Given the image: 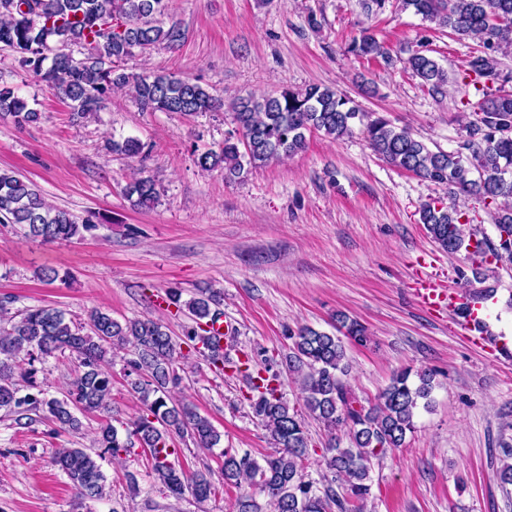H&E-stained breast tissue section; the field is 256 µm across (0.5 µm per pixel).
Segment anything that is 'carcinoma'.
I'll return each instance as SVG.
<instances>
[{"instance_id":"1","label":"carcinoma","mask_w":512,"mask_h":512,"mask_svg":"<svg viewBox=\"0 0 512 512\" xmlns=\"http://www.w3.org/2000/svg\"><path fill=\"white\" fill-rule=\"evenodd\" d=\"M170 0H0V43L21 55L22 64L40 82L66 102L76 119L98 116L116 89L129 88L141 109L194 116L216 112L224 101L197 80L171 74L130 75L119 63L131 55L180 44V23L165 27L155 16L169 11ZM402 9L460 39H476L480 49L469 56L467 71L477 79L499 80L497 55L512 46V0H400ZM70 44L86 49L82 58L65 51ZM350 51L368 60L390 61L389 49L370 30L352 42ZM406 64L434 93L448 84V72L429 55L411 54ZM0 114L22 127L36 123L40 113L15 90L0 84ZM476 121L469 124L470 139L456 152L433 151L406 127L383 116L360 111L351 100L330 87L309 85L285 88L261 97L248 95L234 104V133L217 150L198 155L201 171H219L224 181L239 180L252 169L291 158L307 148V136L322 133L340 140L355 127L373 151L387 163L435 184L455 195H476L498 204L497 243L467 237L461 213L431 204L420 210V222L442 249L458 252L488 250L498 261L512 264V94L498 88L483 91ZM112 151L145 160L150 147L135 138L112 142ZM132 205L149 209L160 192L144 167L133 172L125 187ZM0 224L18 228L33 240L68 241L97 229L89 219L79 222L49 204L37 186L13 170L0 169ZM166 302L177 311L188 310L191 324L182 336H171L160 318H112L93 309L86 323H76L55 307L29 306L11 311V300H0V410L15 416L25 429L39 414L52 432L79 431L81 418L96 416L93 445L60 448L53 463L76 490L78 505L106 495V476L96 458L108 454L122 464L130 449H144L155 481L172 497L185 492L204 502L219 492L206 467L187 474L169 460L172 435L189 438L196 447L211 450L221 433L194 405L179 402L172 389L180 377L175 364L203 354L215 371L230 368L252 381L245 399L253 416L269 431L274 452L258 460L248 451L226 448L221 473L224 484L240 493L233 512H364L371 495L374 461L401 447L414 432L418 406H430L435 374L404 368L393 373L375 402L365 405L346 381L349 364L342 338L367 341L366 328L344 313L336 314V330L343 334L300 326L288 333L292 341L285 363L300 385L304 409L331 434L327 453L318 460L319 479L308 472L310 440L302 412L290 405L280 389V372L270 362L259 366L246 352L233 361L208 344L205 326L221 315L220 296L202 289L182 300V291L170 288ZM131 346L125 360V380L137 395L138 413L118 430L112 416V349ZM76 356L78 369L65 378L62 397H55L35 381L37 365L64 353ZM347 445H342L339 433ZM267 497L266 503L259 496Z\"/></svg>"}]
</instances>
